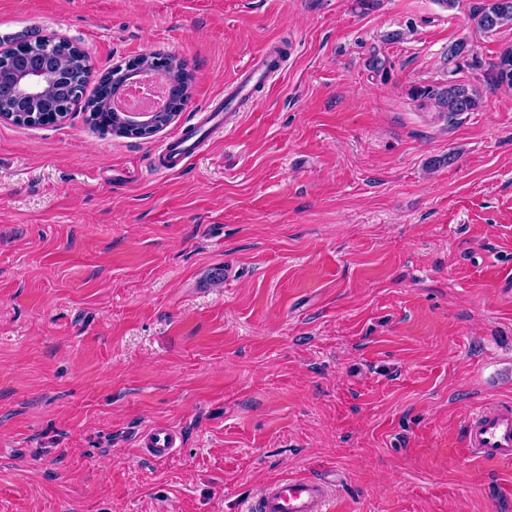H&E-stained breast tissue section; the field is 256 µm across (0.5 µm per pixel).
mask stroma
Here are the masks:
<instances>
[{
	"instance_id": "35a3bbf8",
	"label": "stroma",
	"mask_w": 512,
	"mask_h": 512,
	"mask_svg": "<svg viewBox=\"0 0 512 512\" xmlns=\"http://www.w3.org/2000/svg\"><path fill=\"white\" fill-rule=\"evenodd\" d=\"M481 3L0 0V46L193 77L145 139L79 106L0 120V512H245L330 473L341 512H512V460L464 438L512 402V88L487 71L512 27L477 30ZM462 38L477 65L449 71ZM271 48L205 151L155 171ZM448 79L480 108L410 96ZM154 426L182 436L169 459L141 453ZM60 39H62V38L46 36L43 39H41L40 41H37V39H36L34 42H31L28 40H23V41L17 42L15 44V46L12 47L14 49V51H12L8 55H5L4 58L0 59V76H1L2 72L5 75H7L11 72V70L14 67L16 58L18 56H21V55L25 56L26 54H28L29 50H27V47H29L30 45L36 46V42H37V44H39V46H40L39 47L40 51H42L44 53H52L55 51V46ZM281 62L282 60L270 51L252 57L231 83L230 96L237 100L250 98L255 86L263 83L269 71L274 67L279 68ZM171 66L168 70L158 73L161 75L167 82L170 84L171 88L178 89L177 94H170L168 99V103L164 109L160 112H165L168 109H173L178 107L179 112H182L184 107L186 106L189 97H190V83H191V75L186 69V64L178 59L176 56H170ZM165 84L161 88L160 95L163 97L165 102L169 96L170 88L169 85ZM411 96L420 102L421 106L433 108L446 116L473 112L481 106V98L477 90L470 84L448 80L423 87H415Z\"/></svg>"
}]
</instances>
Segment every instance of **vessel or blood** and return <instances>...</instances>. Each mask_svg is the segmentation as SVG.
Listing matches in <instances>:
<instances>
[{"label": "vessel or blood", "mask_w": 512, "mask_h": 512, "mask_svg": "<svg viewBox=\"0 0 512 512\" xmlns=\"http://www.w3.org/2000/svg\"><path fill=\"white\" fill-rule=\"evenodd\" d=\"M272 52L252 57L239 71L230 87L237 100L250 98L256 85L263 83L269 72L279 66ZM224 122V102L214 101L205 124L188 130L161 145L154 168L169 172L184 166L206 146L211 134ZM467 446L471 453L484 459H512V405L483 411L467 424ZM177 448L172 429L150 428L145 454L154 460L170 458ZM332 483L325 478L281 479L274 482L256 506V512H328Z\"/></svg>", "instance_id": "1"}]
</instances>
